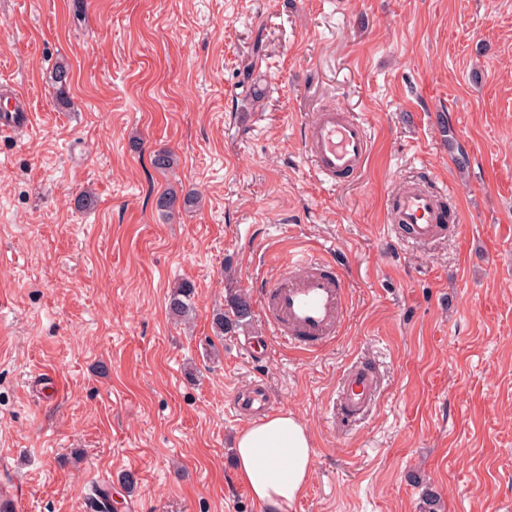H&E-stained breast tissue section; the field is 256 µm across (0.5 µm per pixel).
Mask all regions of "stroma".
<instances>
[{"mask_svg": "<svg viewBox=\"0 0 512 512\" xmlns=\"http://www.w3.org/2000/svg\"><path fill=\"white\" fill-rule=\"evenodd\" d=\"M5 105L33 115L0 133V470L19 512H95L99 486L116 512H264L229 408L257 378L312 437L294 512H419V476L444 512H512V0H0ZM324 108L371 134L333 188L303 141ZM407 176L448 187L445 239L388 236ZM171 189L200 206L159 207ZM295 253L335 257L349 286L312 357L270 335L256 290ZM236 293L251 319L217 336ZM361 359L381 401L332 427ZM194 286L189 282L179 284L168 295L167 310L175 321L182 320L191 310V298Z\"/></svg>", "mask_w": 512, "mask_h": 512, "instance_id": "obj_1", "label": "stroma"}]
</instances>
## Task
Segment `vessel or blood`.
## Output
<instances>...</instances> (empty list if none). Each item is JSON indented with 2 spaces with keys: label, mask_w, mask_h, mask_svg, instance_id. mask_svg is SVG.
<instances>
[{
  "label": "vessel or blood",
  "mask_w": 512,
  "mask_h": 512,
  "mask_svg": "<svg viewBox=\"0 0 512 512\" xmlns=\"http://www.w3.org/2000/svg\"><path fill=\"white\" fill-rule=\"evenodd\" d=\"M307 155L315 173L329 183L359 175L366 167L371 141L365 124L350 114L323 109L311 116L307 127ZM388 227L397 239L428 245L446 238L452 217L441 203L440 192L409 179L385 199ZM348 285L334 259L304 254L290 257L273 279L258 291L270 334L290 349L304 354L319 352L335 339L347 315ZM379 399L374 364L360 361L348 368L330 401V417L342 426L360 421ZM269 405L263 382L248 391L234 392L231 408L238 413L261 412ZM23 486L0 480V512H18Z\"/></svg>",
  "instance_id": "vessel-or-blood-1"
}]
</instances>
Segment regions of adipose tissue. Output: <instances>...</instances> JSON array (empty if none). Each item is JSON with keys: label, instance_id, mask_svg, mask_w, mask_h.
I'll return each mask as SVG.
<instances>
[{"label": "adipose tissue", "instance_id": "ef3b65f1", "mask_svg": "<svg viewBox=\"0 0 512 512\" xmlns=\"http://www.w3.org/2000/svg\"><path fill=\"white\" fill-rule=\"evenodd\" d=\"M313 457L306 426L289 412L249 424L237 439L238 475L267 512H290L310 480Z\"/></svg>", "mask_w": 512, "mask_h": 512}]
</instances>
